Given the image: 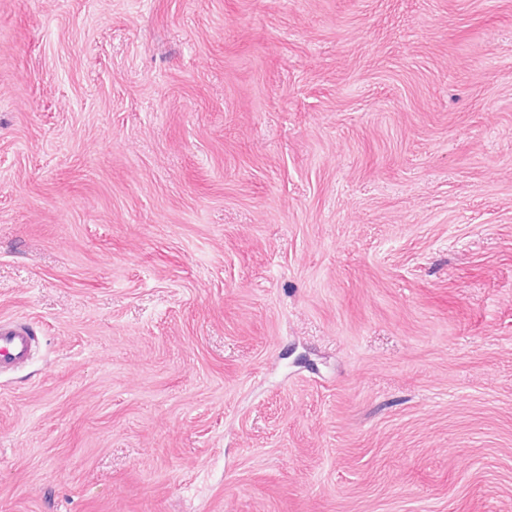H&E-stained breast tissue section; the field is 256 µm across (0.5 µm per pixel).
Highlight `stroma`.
Segmentation results:
<instances>
[{
    "instance_id": "obj_1",
    "label": "stroma",
    "mask_w": 512,
    "mask_h": 512,
    "mask_svg": "<svg viewBox=\"0 0 512 512\" xmlns=\"http://www.w3.org/2000/svg\"><path fill=\"white\" fill-rule=\"evenodd\" d=\"M0 512H512V0H0ZM36 350V336L24 324L0 320V372L27 364Z\"/></svg>"
}]
</instances>
